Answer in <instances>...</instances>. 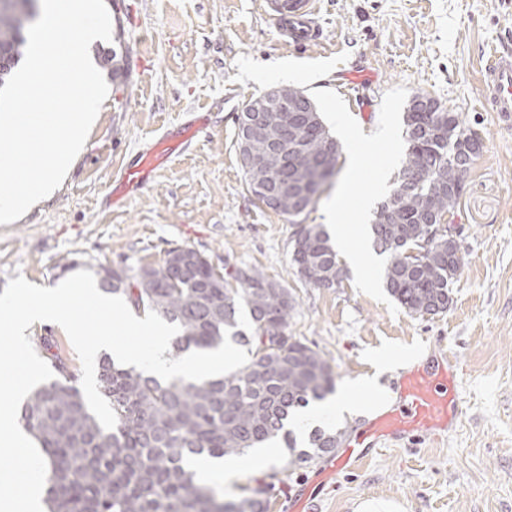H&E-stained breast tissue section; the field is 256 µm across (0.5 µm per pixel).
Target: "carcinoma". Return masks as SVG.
<instances>
[{"label":"carcinoma","mask_w":512,"mask_h":512,"mask_svg":"<svg viewBox=\"0 0 512 512\" xmlns=\"http://www.w3.org/2000/svg\"><path fill=\"white\" fill-rule=\"evenodd\" d=\"M39 0H0V46L18 58L25 55L28 27L39 15ZM292 100L304 111L307 127L298 138L299 153L286 154L275 170H244L248 191L275 192L290 177L302 175L298 191L316 196L332 181L315 182L316 172L336 176L338 142L324 125L317 106L303 90L289 86ZM407 152L402 172L370 224L374 249L390 257L384 272L388 293L409 313L438 315L448 310L452 285L464 259L435 235L430 211L442 219L461 197L468 167L458 163L462 146L478 134L463 126L459 114L433 98L416 93L405 111ZM279 138L278 120L253 149L265 152ZM426 178L407 182L416 169ZM297 216L292 262L306 284L332 288L345 270L329 233ZM422 248L416 256L413 248ZM185 259L168 251L162 264L145 265L130 278L122 269L96 272L98 288L125 298L138 313L156 311L179 326L174 352L219 347L225 331L248 347L239 370L200 382L175 378L165 382L133 366L105 357L99 363L98 390L117 415L114 429H104L76 387L68 358L51 336L34 337L53 370L52 381L37 386L21 408L20 418L38 441L47 465L49 512H268L266 490L257 488L237 501L219 498L194 472L185 468L192 456L232 458L280 437L297 466L335 453L342 432L320 429L308 446L296 449L286 429L288 415L333 392L335 373L318 351L288 334L294 299L280 284L252 269L218 271L202 253L181 248ZM247 310L249 330L240 329Z\"/></svg>","instance_id":"obj_1"}]
</instances>
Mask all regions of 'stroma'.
<instances>
[{
	"label": "stroma",
	"mask_w": 512,
	"mask_h": 512,
	"mask_svg": "<svg viewBox=\"0 0 512 512\" xmlns=\"http://www.w3.org/2000/svg\"><path fill=\"white\" fill-rule=\"evenodd\" d=\"M113 38L126 48L124 75L85 150L52 200L12 224H0V292L24 276L42 287L65 278L60 265L122 268L135 274L162 264L168 250L191 247L216 268H255L295 299L288 332L330 361L337 388L378 376L396 391L400 369L376 374L378 356L449 352L459 372L462 415L438 439L387 443L371 460L331 474L329 457L302 466L274 441L271 460L212 488L224 499L266 488L269 512H298L300 491L315 487V512H512V127L481 103L486 55L512 31V0H320L325 42L283 43L258 0H105ZM288 65V79L277 76ZM347 70L374 85L348 93ZM308 93L322 120L349 113L370 143L378 178H357L346 130L338 173L308 221L320 224L342 200L356 246L367 234L355 220L360 199L379 206L390 194L407 144L404 111L424 92L460 114L478 133L452 215L464 255L446 312L409 314L386 291L382 269L348 272L341 286L314 288L291 262L294 224L260 206L247 190L236 139L237 116L271 87ZM212 112L214 125L194 150L159 170L119 205L106 201L113 178L170 121Z\"/></svg>",
	"instance_id": "35a3bbf8"
}]
</instances>
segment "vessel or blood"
I'll use <instances>...</instances> for the list:
<instances>
[{"label":"vessel or blood","instance_id":"obj_1","mask_svg":"<svg viewBox=\"0 0 512 512\" xmlns=\"http://www.w3.org/2000/svg\"><path fill=\"white\" fill-rule=\"evenodd\" d=\"M283 41L294 47L317 44L325 34L315 15L317 0H266ZM482 97L503 118H512V49L491 52L482 71ZM210 113L164 128L126 164L112 183L109 199L120 203L147 185L154 172L182 148L197 143L211 127ZM456 378L452 356L440 354L405 373L398 383L400 401L371 423L365 437L337 456V467L362 462L384 441L446 431L461 411L451 385Z\"/></svg>","mask_w":512,"mask_h":512}]
</instances>
